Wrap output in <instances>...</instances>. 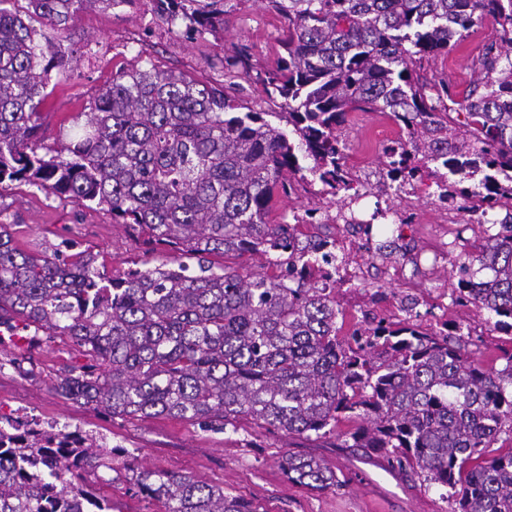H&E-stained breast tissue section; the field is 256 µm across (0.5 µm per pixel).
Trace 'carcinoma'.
Segmentation results:
<instances>
[{
	"instance_id": "carcinoma-1",
	"label": "carcinoma",
	"mask_w": 512,
	"mask_h": 512,
	"mask_svg": "<svg viewBox=\"0 0 512 512\" xmlns=\"http://www.w3.org/2000/svg\"><path fill=\"white\" fill-rule=\"evenodd\" d=\"M7 2L0 184L105 207L147 252L168 251L164 262L114 278L89 248L74 253L65 239L50 253H28L0 224V327L14 332L20 320L87 359L56 390L112 417L201 426L246 420L308 435L354 420L350 447L448 489L449 512H512V353L504 367L488 366L460 327L429 334L412 306L397 323L366 321L340 338L341 282L310 271H337L346 257L331 239L302 232L315 208L292 224L269 219L274 194L291 196L306 170L334 194L352 188L339 134L351 112H383L400 126L403 137L382 154L397 185L429 180L440 198L485 215L512 205V0H268L283 21L284 54L256 83L283 100L301 155L238 96V80L254 69L246 45L225 60V87L153 64L116 71L70 142L45 147L40 107L51 74L71 61L62 34L82 9L132 0H27L22 12ZM154 2L161 19L182 17L201 35L224 27L229 0ZM488 16L498 40L472 60L476 80L454 114L448 81L427 82L420 70ZM484 233L479 251L456 263L453 300L512 334V213ZM229 253L277 272L214 267L210 257ZM498 442L504 447L487 456ZM117 451L66 425L45 430L0 416V512H51L49 484L69 512H114L83 473L112 469ZM282 469L310 489L341 485L314 457L285 456ZM134 486L164 512H260L188 476L143 470Z\"/></svg>"
}]
</instances>
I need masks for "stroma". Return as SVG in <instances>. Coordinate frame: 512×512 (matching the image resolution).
Instances as JSON below:
<instances>
[{"instance_id":"obj_1","label":"stroma","mask_w":512,"mask_h":512,"mask_svg":"<svg viewBox=\"0 0 512 512\" xmlns=\"http://www.w3.org/2000/svg\"><path fill=\"white\" fill-rule=\"evenodd\" d=\"M186 25L183 19L169 25L160 22L141 0L79 13L70 35L71 75L60 80L42 108L46 145L56 149L69 141L80 112L120 68L151 62L218 86L224 82L220 61L238 45L252 46L253 64L259 69L274 65L281 52L282 22L263 0H232L223 29L194 40L188 38ZM496 35L493 21L474 27L450 55L425 63L423 76L446 79L455 91H464L472 78V58ZM400 134L396 124L377 112L351 113L340 130L348 146L347 167L368 192L361 208L369 214L389 210L406 219L397 230L387 220H378L368 242H362L363 273L337 293L348 332L366 315L400 319L401 302L408 297L428 307L432 288L453 283L455 260L477 252L483 243L480 226L447 223L443 205L429 196L425 184H416L409 197L386 187L380 157L384 146ZM0 224L8 225L15 244L28 251L73 240L78 249L98 254L115 277L130 267L166 258L162 252L146 255L141 239L113 223L106 210H87L23 183L0 184ZM388 240L395 245L390 259L374 258L376 247ZM448 317L472 327L474 346L485 357L512 351V335L488 330L475 310L452 304ZM16 357L21 360L17 366L12 363ZM82 362L72 346L43 334L26 349L14 345L10 336L0 337V416H27L44 427L66 424L96 444L121 447V454L112 458L118 481H104L100 472L91 470L85 479L97 494L120 503L123 512H161L160 503L142 497L133 486L135 473L145 469L224 488L264 512H448L442 488L394 474L383 459L344 447L337 428L305 437L245 421L214 430L166 417L109 416L55 389L64 371ZM287 453L323 460L336 471L341 486L318 492L289 482L280 466Z\"/></svg>"}]
</instances>
